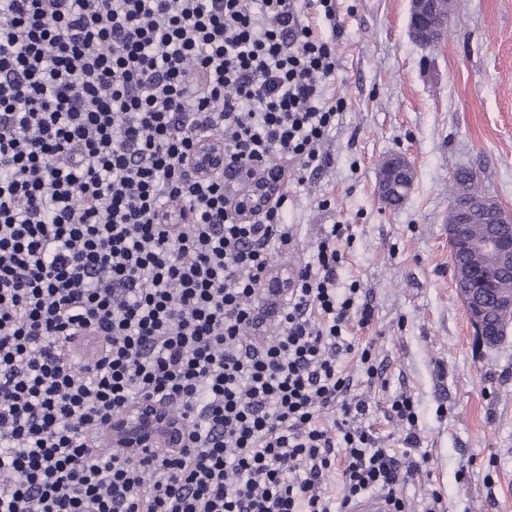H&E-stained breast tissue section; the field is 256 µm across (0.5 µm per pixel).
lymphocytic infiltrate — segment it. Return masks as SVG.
<instances>
[{"mask_svg": "<svg viewBox=\"0 0 512 512\" xmlns=\"http://www.w3.org/2000/svg\"><path fill=\"white\" fill-rule=\"evenodd\" d=\"M332 0H0V512H351L418 463L413 397L382 447L341 358L378 376L338 285L346 225L266 284L294 243L288 193L234 205L260 170L313 173L339 102ZM223 141L207 177L189 160ZM145 399L186 418L179 451L108 449ZM339 473L342 496L327 480Z\"/></svg>", "mask_w": 512, "mask_h": 512, "instance_id": "f902f5d3", "label": "lymphocytic infiltrate"}]
</instances>
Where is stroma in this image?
I'll use <instances>...</instances> for the list:
<instances>
[{
	"label": "stroma",
	"mask_w": 512,
	"mask_h": 512,
	"mask_svg": "<svg viewBox=\"0 0 512 512\" xmlns=\"http://www.w3.org/2000/svg\"><path fill=\"white\" fill-rule=\"evenodd\" d=\"M448 34L424 45L409 33V0H335L343 33L327 97L344 108L323 171L288 174L292 260H309L332 225L349 227L340 287L359 281L373 323L352 329L383 362L384 385L360 384L368 425L384 447L401 445L384 407L398 392L417 404L428 455L402 495L424 512H512V334L492 346L476 337L454 284L448 204L455 170L512 211V0H450ZM411 161L406 201L376 194L378 165Z\"/></svg>",
	"instance_id": "1"
}]
</instances>
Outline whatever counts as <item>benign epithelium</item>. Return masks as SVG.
Instances as JSON below:
<instances>
[{
	"mask_svg": "<svg viewBox=\"0 0 512 512\" xmlns=\"http://www.w3.org/2000/svg\"><path fill=\"white\" fill-rule=\"evenodd\" d=\"M448 29L446 0H410L409 32L422 44H435ZM224 165V144L201 142L193 153L191 168L203 175ZM414 181L407 157L395 154L379 165L377 195H392L405 201ZM277 177L251 181L239 197L242 216L264 211L276 196ZM448 240L451 255L462 251L474 261L454 266V276L471 325L480 340L494 344L512 329V290L496 287L502 270L512 268V213L494 199L479 195L477 204L462 208L451 202L448 208ZM112 447L129 455H139L163 444L183 448L190 443L184 420L162 403L143 402L112 415L109 424Z\"/></svg>",
	"mask_w": 512,
	"mask_h": 512,
	"instance_id": "7a95c632",
	"label": "benign epithelium"
}]
</instances>
